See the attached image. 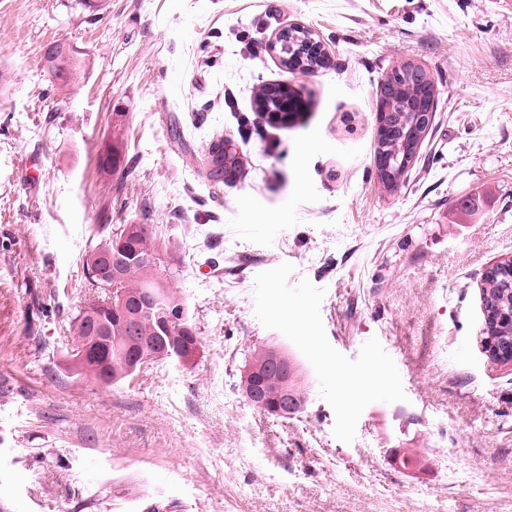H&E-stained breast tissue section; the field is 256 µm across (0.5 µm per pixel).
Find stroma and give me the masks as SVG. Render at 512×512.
<instances>
[{"label": "stroma", "mask_w": 512, "mask_h": 512, "mask_svg": "<svg viewBox=\"0 0 512 512\" xmlns=\"http://www.w3.org/2000/svg\"><path fill=\"white\" fill-rule=\"evenodd\" d=\"M0 0V503L10 512H512V364L483 351L486 271L512 260L505 0ZM312 31L325 64L272 44ZM82 86L49 93L47 45ZM420 66L436 112L397 187L374 164L378 84ZM295 122L240 125L259 86ZM122 115L127 177L98 156ZM242 157L213 184V138ZM153 224L202 347L133 380L74 376L85 253ZM273 345L308 393L288 420L238 387ZM351 382L368 394L349 399ZM419 449L420 472L393 458ZM311 37L308 30L294 29L288 30V37L278 41L281 63L285 68L308 72L313 71L316 66H322L323 56L317 51L318 47L317 50L314 49ZM272 89H278V91L273 92ZM288 102L291 103V109L298 108L300 105L295 90L288 88V85L285 84L261 87L257 94L259 109L262 108L268 114L281 110V104L288 105ZM268 118L271 122H279L285 117H282L280 114H269Z\"/></svg>", "instance_id": "1"}]
</instances>
